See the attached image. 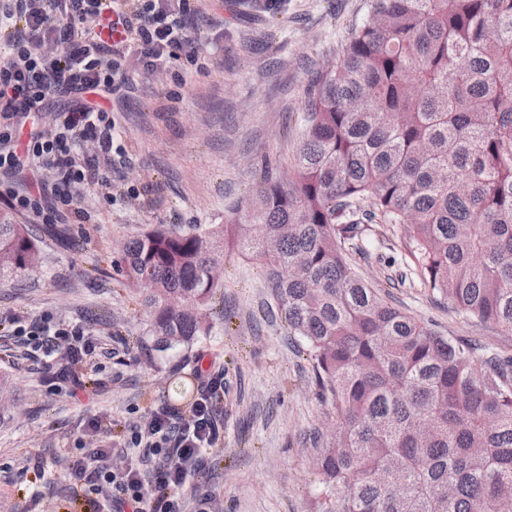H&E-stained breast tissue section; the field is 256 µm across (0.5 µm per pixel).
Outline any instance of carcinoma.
Here are the masks:
<instances>
[{"mask_svg": "<svg viewBox=\"0 0 512 512\" xmlns=\"http://www.w3.org/2000/svg\"><path fill=\"white\" fill-rule=\"evenodd\" d=\"M313 72L288 177L265 168L224 223L157 224L115 266L177 354L213 324L232 251L261 269L333 432L318 512H512V354L442 336L361 278L344 244L405 224L420 286L512 336V0H368ZM0 213V283L37 268Z\"/></svg>", "mask_w": 512, "mask_h": 512, "instance_id": "obj_1", "label": "carcinoma"}]
</instances>
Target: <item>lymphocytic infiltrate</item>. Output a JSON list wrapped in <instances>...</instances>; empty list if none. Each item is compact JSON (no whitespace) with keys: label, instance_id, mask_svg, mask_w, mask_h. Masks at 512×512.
Returning a JSON list of instances; mask_svg holds the SVG:
<instances>
[{"label":"lymphocytic infiltrate","instance_id":"obj_1","mask_svg":"<svg viewBox=\"0 0 512 512\" xmlns=\"http://www.w3.org/2000/svg\"><path fill=\"white\" fill-rule=\"evenodd\" d=\"M196 0H0V174L21 176L26 187L5 194L6 204L21 213L55 224H85L78 187L98 182L111 188L80 151L91 139L104 162L114 163L126 149L114 142L110 109L83 101L88 92L109 94L120 86L129 63L146 69L180 60L196 65L200 50L191 21L200 16ZM54 53H46L45 45ZM78 96L50 132L31 131L19 142L24 117L45 111L61 98ZM33 349L47 338L66 341L73 360L90 356L94 345L80 326L42 321L21 325ZM202 396L195 412L178 415L155 411L149 427L133 432L129 445L155 455L176 453L180 466H153L148 472L130 467L112 472L111 449H98L95 467L77 465L72 477L102 499L109 512H172L171 494L181 492L200 474L204 450L217 447L219 421L211 398L224 384L223 372L200 374Z\"/></svg>","mask_w":512,"mask_h":512}]
</instances>
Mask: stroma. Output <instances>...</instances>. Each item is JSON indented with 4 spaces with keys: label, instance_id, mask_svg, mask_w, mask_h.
Masks as SVG:
<instances>
[{
    "label": "stroma",
    "instance_id": "obj_1",
    "mask_svg": "<svg viewBox=\"0 0 512 512\" xmlns=\"http://www.w3.org/2000/svg\"><path fill=\"white\" fill-rule=\"evenodd\" d=\"M194 32L204 62L134 72L113 93L115 143L128 160L120 194L83 188L91 223L66 225L53 237L34 215H19L41 246L39 268L0 284V369L14 376L18 402L0 428V512H97L68 470L92 448L113 447L121 471L136 457L133 428L168 404L175 382L190 374L178 360L150 355L148 316L122 284L113 260L123 242L156 224H220L255 189L262 168L286 174L298 143L311 68L334 59L347 32L367 15L366 0H202ZM182 83H175L174 71ZM358 274L444 336L476 339L506 351L512 336L463 320L423 288L403 283L410 260L401 224H371L346 243ZM224 298L213 303L214 334L199 343L205 362L224 372L215 405L223 435L201 475L174 499L176 512H315L317 451L308 432L328 423L310 379L303 343L286 334L261 274L235 253L224 259ZM105 316L104 325L90 317ZM51 316L85 325L101 348L94 363L74 366L82 386L55 380L60 353L28 358L10 317ZM98 419L99 431L87 427Z\"/></svg>",
    "mask_w": 512,
    "mask_h": 512
}]
</instances>
